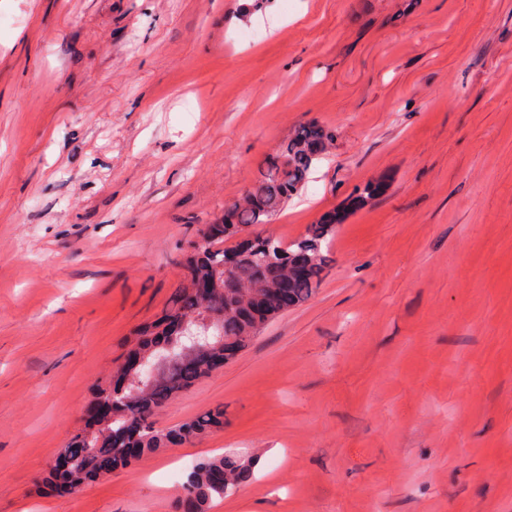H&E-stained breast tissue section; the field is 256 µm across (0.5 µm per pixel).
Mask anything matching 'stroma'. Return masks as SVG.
<instances>
[{
  "label": "stroma",
  "mask_w": 512,
  "mask_h": 512,
  "mask_svg": "<svg viewBox=\"0 0 512 512\" xmlns=\"http://www.w3.org/2000/svg\"><path fill=\"white\" fill-rule=\"evenodd\" d=\"M312 120L261 230L347 209L317 292L157 416L223 429L43 493L198 226ZM222 453L254 474L209 512H512V0H0V512H184L170 468Z\"/></svg>",
  "instance_id": "1"
}]
</instances>
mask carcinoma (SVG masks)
<instances>
[{
	"instance_id": "1",
	"label": "carcinoma",
	"mask_w": 512,
	"mask_h": 512,
	"mask_svg": "<svg viewBox=\"0 0 512 512\" xmlns=\"http://www.w3.org/2000/svg\"><path fill=\"white\" fill-rule=\"evenodd\" d=\"M331 140V132L316 122L300 127L262 162L243 201L225 207L220 218L198 229L203 244L192 246L182 258L193 288L180 289L173 296L157 323L160 340H145L135 350V356L153 369L121 365L117 370L118 380L124 383L121 400H114L110 385L98 391L95 403L110 407L112 413L87 423L76 435L82 452L72 455L67 473L74 486L96 477L104 457L114 467L132 459L113 442L114 434L126 430L132 421L139 423L140 431L130 447L140 449L142 455L191 442L223 424L222 411L174 428L157 426L156 416L177 394L210 374L204 365L189 371L182 363L183 356L195 352L193 337H201L210 351L219 350L228 337L242 349L264 323L305 303L317 291L330 263L328 244L336 231V216L309 225L305 235L286 247L276 238L256 233L245 251L240 234L271 223L283 211ZM252 465L248 458L222 455L200 462L181 485L187 512H204L236 491L250 479Z\"/></svg>"
}]
</instances>
